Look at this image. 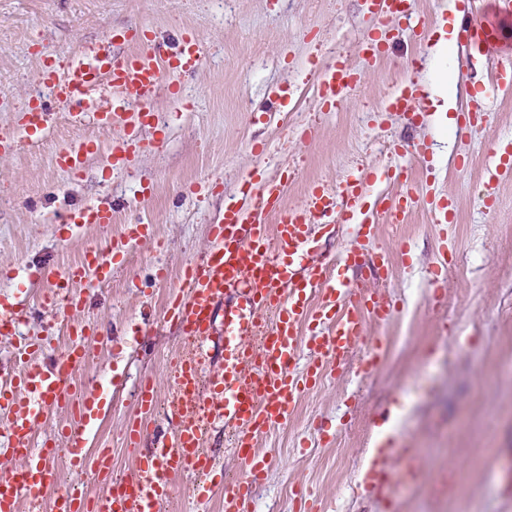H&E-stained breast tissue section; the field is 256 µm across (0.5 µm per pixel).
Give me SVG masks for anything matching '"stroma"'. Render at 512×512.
<instances>
[{
  "label": "stroma",
  "mask_w": 512,
  "mask_h": 512,
  "mask_svg": "<svg viewBox=\"0 0 512 512\" xmlns=\"http://www.w3.org/2000/svg\"><path fill=\"white\" fill-rule=\"evenodd\" d=\"M415 8L418 34L373 21L362 0H0V130L18 140L15 152L0 154V302L33 309L14 334L0 335V367L34 338L49 340L39 366L63 349L65 336L38 309L48 271L105 248L139 216L154 225L129 247L110 286L75 287L83 306L73 319L97 334L76 378L104 389L110 403L81 446L89 454L110 449L115 476L131 474L171 428L170 376L185 339L160 317L183 268L212 248L225 199L282 178L289 210L312 187L334 191L359 173L368 181L365 207L411 183L451 199L454 219L441 227L424 208L380 216L366 249L389 250L387 277L375 288L394 310L368 321L348 363L328 362L326 379L302 395L287 426L260 436L269 465L253 512H293L301 488L312 491L316 512H512V179L485 177L489 142L512 143V95L498 99L487 126L459 134L457 115L496 53L473 59L455 39L447 56L435 54L440 30L469 0H416ZM112 30L128 36V51L139 49L143 33L171 43L187 30L206 50L193 75L163 77L157 120L140 130L145 146L134 166L119 173L110 143L123 129L104 132L89 118L74 125L60 113L31 143L20 125L32 97L47 92L45 65L85 59ZM371 35L386 42L384 57L365 53ZM339 60L361 81L320 110L317 72ZM408 84L418 91L411 120L384 109ZM441 85L448 98L436 95ZM278 89L285 97L275 103ZM78 139L100 146L75 175L57 167L55 153ZM255 169L259 177L250 178ZM85 205L111 207V223H59L62 211ZM443 263L436 303L432 279ZM160 268L167 280L156 279ZM377 337L381 364L362 375ZM148 377L156 406L130 448L124 431ZM230 446L223 427L214 428L209 449L221 467L209 477L216 493L203 512H224V481L242 472ZM405 463L420 472L407 491L393 493L385 482L368 488V473Z\"/></svg>",
  "instance_id": "stroma-1"
}]
</instances>
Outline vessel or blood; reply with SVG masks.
I'll return each mask as SVG.
<instances>
[{
  "instance_id": "obj_1",
  "label": "vessel or blood",
  "mask_w": 512,
  "mask_h": 512,
  "mask_svg": "<svg viewBox=\"0 0 512 512\" xmlns=\"http://www.w3.org/2000/svg\"><path fill=\"white\" fill-rule=\"evenodd\" d=\"M491 3L492 16L472 13L461 20V35L474 41L497 39L493 19L511 17L512 0ZM364 4L383 24L413 19L414 0H364ZM118 37V32H109L84 62L62 71L44 69L41 81L72 120L84 119L90 112L103 131L123 128L124 137L112 145L111 164L113 170L124 171L142 148L137 131L148 126L154 115L152 105L162 74H193L205 59V48L198 35L187 31L176 43L150 42L141 52L124 54L118 50ZM355 83V74L343 63L328 67L318 77L320 105L339 101ZM100 88L113 90L114 96L111 108L96 111L90 96ZM511 89L512 43L508 42L499 47L495 79L481 89V104L464 113V127L488 125L489 104ZM416 95L412 86H403L388 99L387 111H413ZM25 116L27 132L35 136L47 128L52 112L38 100L29 104ZM93 146L87 139L65 144L56 162L64 170L80 172ZM489 154L490 178L512 175V155L504 156L499 143L490 145ZM283 191L282 184L270 182L257 194L225 200L221 220L213 227L217 249L187 264L180 291L163 316L164 323L175 326L186 340L171 387L176 423L167 444L141 458L132 474L113 478L109 449L87 455L78 446L85 429L107 405L103 396L83 391L74 377L90 354L89 329L69 325L74 341L46 371L32 364L43 349L42 340L17 347L14 368L0 371V438L21 466L0 470V512H18L21 499L36 503L43 497L48 500V512H153L159 501L174 493L175 478L215 471L217 463L208 443L217 425L232 435V451L243 465L238 478L224 483V512H252L251 490L268 466L256 446L257 437L287 425L302 394L322 383L325 358L340 364L348 361L366 319H384L393 311L375 290L331 279L326 265L311 259L316 225L341 214L362 225L370 238L379 215L387 211L403 215L426 206L441 224L449 223L454 211L452 201L423 195L411 185L382 198L377 208L363 209L366 187L353 174L337 193L313 187L301 208L281 214L279 224L269 226L268 216L281 213ZM61 221L108 224L112 210L72 208L62 214ZM152 232L151 222L138 220L125 225L120 239L107 248L87 250L78 263L49 271L51 287L43 298L44 309L62 317L77 311L81 300L71 292V284L90 276L99 283L109 281L127 246ZM343 261L368 267L371 277L378 279L386 269L387 252L379 250L366 263L359 249H349ZM219 316L224 319V368L208 376L205 358ZM305 352L312 362L301 373L296 366ZM62 406L73 409V421L55 437L37 439L38 428ZM62 441L68 444L71 466L92 465L104 491L92 496L79 483L56 486L49 459Z\"/></svg>"
}]
</instances>
